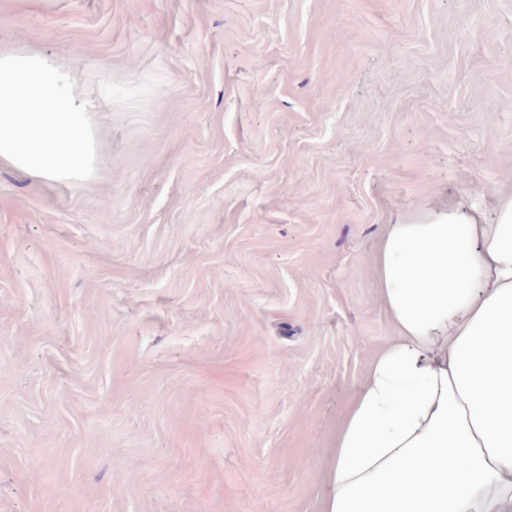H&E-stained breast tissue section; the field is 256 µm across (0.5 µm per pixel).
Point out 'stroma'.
I'll use <instances>...</instances> for the list:
<instances>
[{"label":"stroma","instance_id":"1","mask_svg":"<svg viewBox=\"0 0 512 512\" xmlns=\"http://www.w3.org/2000/svg\"><path fill=\"white\" fill-rule=\"evenodd\" d=\"M96 101L0 168V512H321L397 215L512 190V0H0Z\"/></svg>","mask_w":512,"mask_h":512}]
</instances>
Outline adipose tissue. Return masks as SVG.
<instances>
[{
	"label": "adipose tissue",
	"mask_w": 512,
	"mask_h": 512,
	"mask_svg": "<svg viewBox=\"0 0 512 512\" xmlns=\"http://www.w3.org/2000/svg\"><path fill=\"white\" fill-rule=\"evenodd\" d=\"M97 112L52 57L0 52V164L89 179ZM371 261L395 335L341 421L322 512H512V191L405 215Z\"/></svg>",
	"instance_id": "ef3b65f1"
}]
</instances>
